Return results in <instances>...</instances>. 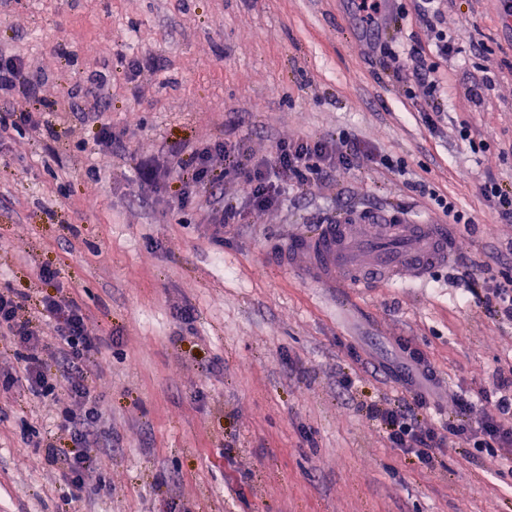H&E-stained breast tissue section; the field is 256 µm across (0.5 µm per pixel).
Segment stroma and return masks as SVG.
Segmentation results:
<instances>
[{"mask_svg": "<svg viewBox=\"0 0 512 512\" xmlns=\"http://www.w3.org/2000/svg\"><path fill=\"white\" fill-rule=\"evenodd\" d=\"M389 0L369 24L355 0H0V44L20 54L37 90L0 96V289L60 292L85 310L103 344L91 358L93 397L110 440L98 469L67 484L73 443L57 425L67 385L33 397L0 389V512H512V479L455 447L435 468L391 448L363 403L407 396L390 368L417 348L449 390L480 397L512 363V326L469 293L512 277V223L479 186L512 187V12L501 0ZM462 51L437 60L439 131L421 120L424 87H405L379 48ZM157 67L132 74V58ZM492 81L469 95L473 76ZM101 74V103L85 82ZM46 112L57 137L18 133L11 115ZM98 109L111 146L82 115ZM467 122L484 149L456 131ZM348 134L392 172L366 162L292 191L214 240L206 213L178 208L174 179L148 186L140 160L215 140H244L256 158L277 142ZM452 198L455 256L426 284L332 293L269 256L353 208L444 223L430 196ZM56 270L40 280V267ZM359 381L341 386L342 374ZM59 450L48 458L46 445Z\"/></svg>", "mask_w": 512, "mask_h": 512, "instance_id": "35a3bbf8", "label": "stroma"}]
</instances>
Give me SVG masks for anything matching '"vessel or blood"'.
Returning a JSON list of instances; mask_svg holds the SVG:
<instances>
[{"label": "vessel or blood", "instance_id": "1", "mask_svg": "<svg viewBox=\"0 0 512 512\" xmlns=\"http://www.w3.org/2000/svg\"><path fill=\"white\" fill-rule=\"evenodd\" d=\"M454 233L443 224H417L381 210H356L295 238L275 261L299 268L326 288L365 290L377 280L423 282L447 265Z\"/></svg>", "mask_w": 512, "mask_h": 512}]
</instances>
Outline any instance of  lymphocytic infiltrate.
<instances>
[{
	"label": "lymphocytic infiltrate",
	"mask_w": 512,
	"mask_h": 512,
	"mask_svg": "<svg viewBox=\"0 0 512 512\" xmlns=\"http://www.w3.org/2000/svg\"><path fill=\"white\" fill-rule=\"evenodd\" d=\"M383 55L397 78L405 76V60L413 58L415 74L428 90V108L423 120L438 130L442 119L439 102L441 81L434 66L426 65L421 48L400 56L391 47ZM380 161L393 168L390 159H376L373 152L347 135L284 141L268 159L251 160L238 141H218L186 150L172 151L166 168L181 185V204L195 203L208 188L227 176L241 182L243 204L233 202L212 209L208 218L211 234L222 238L227 227L239 223L243 210L267 212L279 208L291 189H305L327 179L332 172L352 170L360 160ZM0 328L7 330L22 350L25 382L34 395H54L56 383L43 367L44 355L56 349L63 358V373L73 398L63 413V427L74 444L69 482L82 486L96 471L91 445L106 431L107 417L90 394L88 364L98 349L97 338L86 328V315L79 303L59 294L30 300L13 291H0ZM431 397L423 389L409 397L375 400L363 405L366 417L378 423L388 442L424 468H434L438 450L445 442L460 443L469 455L482 458L501 476H512V364L496 370L492 386L481 399L453 391L448 410L431 419Z\"/></svg>",
	"instance_id": "f902f5d3"
}]
</instances>
